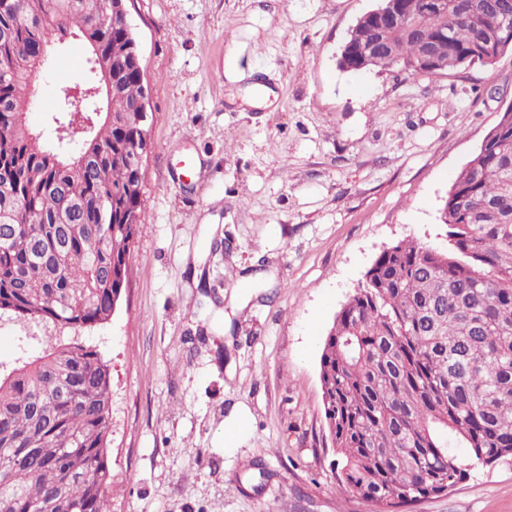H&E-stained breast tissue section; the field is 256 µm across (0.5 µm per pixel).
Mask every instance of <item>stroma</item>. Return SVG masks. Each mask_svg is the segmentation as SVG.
Instances as JSON below:
<instances>
[{
  "label": "stroma",
  "instance_id": "obj_1",
  "mask_svg": "<svg viewBox=\"0 0 512 512\" xmlns=\"http://www.w3.org/2000/svg\"><path fill=\"white\" fill-rule=\"evenodd\" d=\"M376 0H127L152 114L129 282L80 332L112 371V512H372L344 495L322 341L374 259L448 245L458 173L512 105V52L436 78L341 70ZM89 75L71 41L27 117ZM221 240L223 250L210 249ZM0 323V364L41 352ZM249 420L237 447L224 423ZM413 512H512V457Z\"/></svg>",
  "mask_w": 512,
  "mask_h": 512
}]
</instances>
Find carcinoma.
Here are the masks:
<instances>
[{"label":"carcinoma","mask_w":512,"mask_h":512,"mask_svg":"<svg viewBox=\"0 0 512 512\" xmlns=\"http://www.w3.org/2000/svg\"><path fill=\"white\" fill-rule=\"evenodd\" d=\"M399 21L367 16L344 43L345 71L439 77L490 68L512 41V0H399ZM112 0H18L0 13V319L79 332L106 322L127 285L144 206L134 146L149 123L131 107L136 75L101 72L66 103L48 147L22 109L33 48L77 36L81 54L133 57ZM436 62L420 64V33ZM450 248L414 240L383 250L336 314L320 355L337 481L374 512H408L467 476L454 453L512 456V115L503 113L441 208ZM111 367L98 351L48 337L40 355L0 368V512H111Z\"/></svg>","instance_id":"carcinoma-1"}]
</instances>
